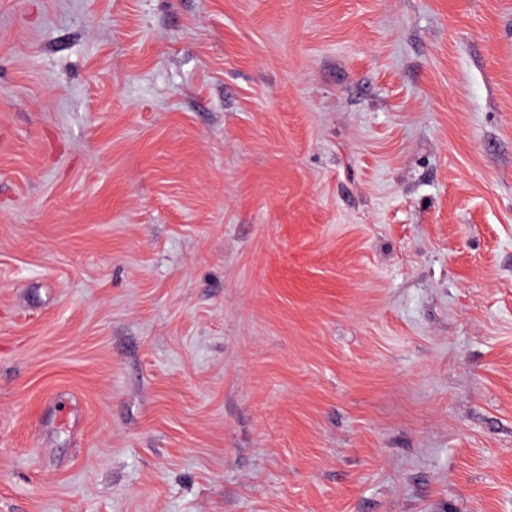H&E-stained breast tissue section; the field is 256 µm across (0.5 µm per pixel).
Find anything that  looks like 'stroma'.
<instances>
[{"label":"stroma","mask_w":512,"mask_h":512,"mask_svg":"<svg viewBox=\"0 0 512 512\" xmlns=\"http://www.w3.org/2000/svg\"><path fill=\"white\" fill-rule=\"evenodd\" d=\"M0 512H512V0H0Z\"/></svg>","instance_id":"35a3bbf8"}]
</instances>
